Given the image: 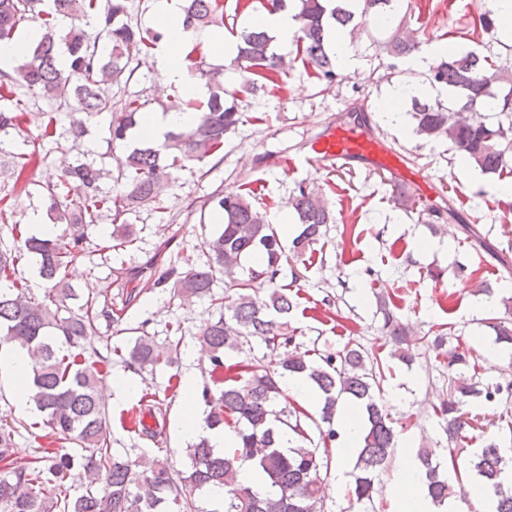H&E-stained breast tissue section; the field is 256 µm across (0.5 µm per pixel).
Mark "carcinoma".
<instances>
[{
  "instance_id": "cac0c4a2",
  "label": "carcinoma",
  "mask_w": 512,
  "mask_h": 512,
  "mask_svg": "<svg viewBox=\"0 0 512 512\" xmlns=\"http://www.w3.org/2000/svg\"><path fill=\"white\" fill-rule=\"evenodd\" d=\"M183 25L199 31L224 24L220 0H183ZM399 0H266L268 12L289 11L298 24L294 37L296 53L312 68L314 78L327 85L337 77L338 61L330 54L328 30L351 29L364 34L378 47V67L395 71L419 50L420 42L406 38L398 25L383 42L375 39L357 19L373 16L377 25L396 10ZM70 20L63 29L59 22ZM25 20L39 23V39L21 53L12 71L0 70V139L22 135L26 112L15 100L17 89L55 101L61 106L81 105L72 112L69 132L78 139L86 121L110 115L107 143L110 148L125 141L140 118L144 104L130 97L114 109L110 89L133 74L131 63L148 55L163 33L131 22L129 0H0V41L14 40ZM506 60L481 56L471 50L434 58L422 73L424 81L438 90L437 97H407V113L416 135L429 141L446 139L461 156L485 174H512V45H504ZM197 46L187 47L189 73L206 80L205 102L175 97L173 107L192 109L198 123L188 131H171L162 148L134 147L116 157L118 188L115 193L101 188L112 171L92 162L68 166L52 184L42 186V198L55 224L63 233L38 239L11 226L13 246L0 249V279L12 285L0 288V347L29 353L32 364L27 378L30 399L43 415L49 429L46 437L56 444L74 443L80 454H62L41 448L28 466H12L15 430L0 425V512H211L200 505L212 489H224L223 512H324L320 494L322 472L330 469L327 448L339 433L335 428L340 405L350 403L361 413V440L351 472L348 494L358 504H371L380 478L387 470L398 434L385 405L382 384L387 369L381 359L369 358L363 345L350 339L342 349L328 352L308 348L298 340L290 320L298 302L290 284L281 282L284 266L302 257L326 235L335 223L321 191L306 183L297 184L288 208L299 226L292 247L285 249L274 225L268 223L251 201L252 192L226 196L218 191L207 199L221 228L205 241L209 262L183 270L169 261L149 287L162 288L181 300L208 297L224 309L219 318L205 324L198 342L209 352L212 392L203 386L201 398L209 411L208 428L228 427L236 434L231 448L219 451L208 438L187 444L190 464L174 470L168 460L136 448H112L111 417L98 384L111 359L82 340L101 335L102 328L120 323L135 297L125 291L127 283L115 275L110 286L121 292V307L112 304V294H89L80 298L68 281L66 269L84 251L85 222L106 214L112 217V248H125L136 241L127 215L148 206L167 210L160 189L170 169L181 161L202 162L224 148V137L242 123L236 104L224 102L220 72L204 68L194 57ZM273 37L263 29L245 27L236 33L233 62L243 69L242 91L253 94L267 87H282L284 69ZM503 101L497 120L488 121L490 105ZM46 156L38 148L9 153L10 177L27 181ZM258 254L257 267L247 278L237 277L240 258ZM34 256L40 276L49 284L47 295L35 302L23 286L12 279L17 267ZM229 279L232 294L218 295L213 285L217 275ZM265 288L264 307L255 305L251 291ZM507 316L489 322L496 341L512 345V296L502 298ZM382 330L389 337V357L409 366L414 356L408 347L410 330L403 325L390 302L380 305ZM257 341L264 345L266 365L235 370L226 364L232 352ZM180 341L159 344L149 332L139 329L127 345L122 362L138 373L171 368L178 358ZM476 362L466 352L448 355V375L462 376ZM303 375L313 384L319 398L318 417L288 403L285 379ZM472 399L486 403L512 402V383L484 384L468 378L453 381L448 399L436 415L444 422L450 463L433 448H421L417 459L426 477L427 494L437 507L450 499L466 501L464 481L481 482L495 504V512H512V457L504 444L487 440L482 447L459 462L471 441L472 425L463 407ZM263 477L260 492L237 478L245 462ZM453 470L454 478L448 477ZM84 477V491L71 494L74 474Z\"/></svg>"
}]
</instances>
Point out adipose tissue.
<instances>
[{"instance_id": "obj_1", "label": "adipose tissue", "mask_w": 512, "mask_h": 512, "mask_svg": "<svg viewBox=\"0 0 512 512\" xmlns=\"http://www.w3.org/2000/svg\"><path fill=\"white\" fill-rule=\"evenodd\" d=\"M181 2L182 0H156L155 21L164 34L163 49L157 57L156 66L167 80L183 84L187 95L196 97L201 94V87L188 80L178 65L185 47L192 40H200L205 44L209 53L218 59L232 54L234 47L225 41L221 32L195 34L184 29L181 20ZM196 122L197 115L191 111L145 112L141 115L134 136L138 139H148L159 146L163 144L167 132L176 129H191ZM183 393L188 415L182 421V435L191 441L204 434L208 436L214 447H233L236 441L233 432L221 429L208 432L203 430L195 414L198 403V385L195 378H185ZM395 497L398 502V512H436L435 506L427 495L425 474L416 460L406 461L404 470L395 485Z\"/></svg>"}]
</instances>
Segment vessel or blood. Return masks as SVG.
Returning a JSON list of instances; mask_svg holds the SVG:
<instances>
[{"mask_svg":"<svg viewBox=\"0 0 512 512\" xmlns=\"http://www.w3.org/2000/svg\"><path fill=\"white\" fill-rule=\"evenodd\" d=\"M308 160L319 168L341 169L358 163L362 166L404 178V163L373 134L370 124L353 120L328 126L309 145Z\"/></svg>","mask_w":512,"mask_h":512,"instance_id":"1","label":"vessel or blood"}]
</instances>
